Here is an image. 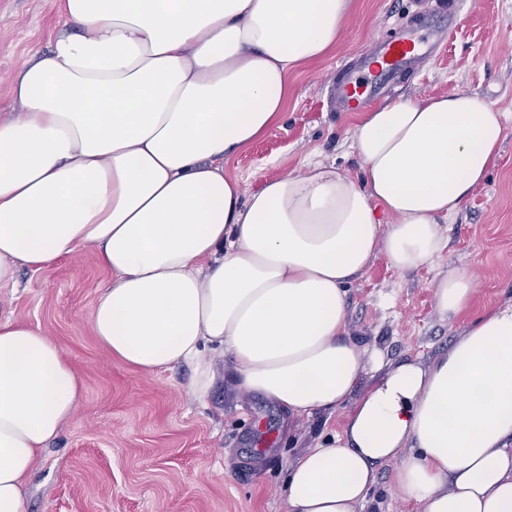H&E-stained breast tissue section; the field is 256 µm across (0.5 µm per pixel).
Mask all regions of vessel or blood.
Returning <instances> with one entry per match:
<instances>
[{"label":"vessel or blood","mask_w":512,"mask_h":512,"mask_svg":"<svg viewBox=\"0 0 512 512\" xmlns=\"http://www.w3.org/2000/svg\"><path fill=\"white\" fill-rule=\"evenodd\" d=\"M439 40L414 28L374 37L357 65L344 73L336 85L342 111L354 112L376 98L399 73L433 56Z\"/></svg>","instance_id":"b4317fda"}]
</instances>
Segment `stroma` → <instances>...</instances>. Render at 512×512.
<instances>
[{"mask_svg": "<svg viewBox=\"0 0 512 512\" xmlns=\"http://www.w3.org/2000/svg\"><path fill=\"white\" fill-rule=\"evenodd\" d=\"M339 42L294 72L288 105L262 138L226 157L225 175L244 190L295 172L309 156L357 175L348 140L359 115L339 112L328 88L342 61L377 33L420 27L412 0H353ZM456 19L438 56L397 81L391 98L422 99L466 90L505 114L500 159L448 218V249L410 273L378 255L348 285L350 340L385 360L430 361L475 319L512 304V0H455ZM57 0H0V116L14 111L8 79L33 47L58 27ZM465 268L476 281L468 309L450 319L437 310L433 281ZM110 272L87 248L47 273L21 271L0 288V317L39 328L84 383L83 398L41 453L26 488L24 512H286L288 467L340 432L346 409L295 420L265 397L235 389L231 361L206 347L214 372L206 398L190 391L195 367L145 373L112 358L91 315ZM396 461L379 465L366 512H418L392 486Z\"/></svg>", "mask_w": 512, "mask_h": 512, "instance_id": "35a3bbf8", "label": "stroma"}]
</instances>
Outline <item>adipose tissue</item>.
<instances>
[{
    "instance_id": "adipose-tissue-1",
    "label": "adipose tissue",
    "mask_w": 512,
    "mask_h": 512,
    "mask_svg": "<svg viewBox=\"0 0 512 512\" xmlns=\"http://www.w3.org/2000/svg\"><path fill=\"white\" fill-rule=\"evenodd\" d=\"M352 0H62L47 50L11 80L0 119V287L92 247L112 278L92 328L146 372L196 365L212 344L237 388L292 416L350 412L291 465L286 512H362L377 467L419 512H512V305L430 363L377 361L362 395L346 286L378 255L401 272L448 247L458 213L500 157L504 114L478 94L398 99L350 134L351 176L317 159L243 193L224 159L263 135L288 76L337 41ZM475 293L435 280L441 315ZM83 381L41 330L0 320V512H24L44 445Z\"/></svg>"
}]
</instances>
